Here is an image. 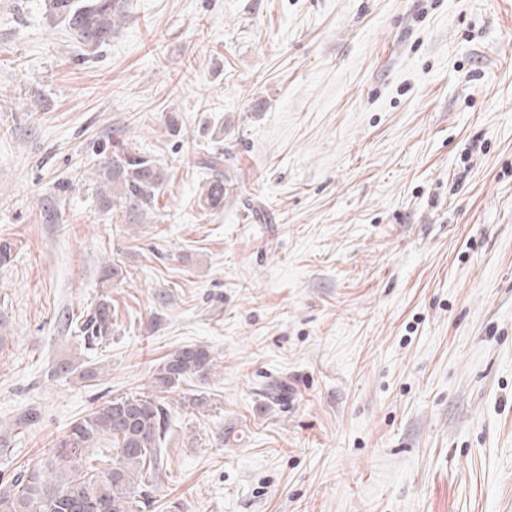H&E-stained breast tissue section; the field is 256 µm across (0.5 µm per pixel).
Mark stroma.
<instances>
[{
  "label": "stroma",
  "instance_id": "obj_1",
  "mask_svg": "<svg viewBox=\"0 0 512 512\" xmlns=\"http://www.w3.org/2000/svg\"><path fill=\"white\" fill-rule=\"evenodd\" d=\"M43 3L0 0V481L200 344L152 512H512V0H131L93 54ZM111 156L94 168L102 198L118 199L119 207L131 224H141L156 207L164 173L151 158L114 142ZM112 196V197H111ZM201 168L210 171L208 180L203 192L199 195L200 206L212 210L224 204V153H203L202 159L198 161ZM79 332L88 346L100 344L112 335V303L107 296L100 299L80 319Z\"/></svg>",
  "mask_w": 512,
  "mask_h": 512
}]
</instances>
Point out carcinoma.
I'll return each mask as SVG.
<instances>
[{
  "label": "carcinoma",
  "instance_id": "obj_1",
  "mask_svg": "<svg viewBox=\"0 0 512 512\" xmlns=\"http://www.w3.org/2000/svg\"><path fill=\"white\" fill-rule=\"evenodd\" d=\"M127 0H45V15L63 25L87 50L95 51L127 20ZM210 171L200 206L224 204V154H202ZM102 198L118 200L131 224H140L156 207L164 173L151 158L114 142L111 156L94 168ZM79 332L94 346L112 336V303L100 299L80 319ZM216 368L211 352L187 345L151 370L147 392L118 395L73 421L47 454L0 482V512H145L150 484L162 466L161 442L168 429V395L190 376L202 380ZM180 407L201 414L209 406L201 394L183 396ZM98 449L95 459L87 450Z\"/></svg>",
  "mask_w": 512,
  "mask_h": 512
}]
</instances>
